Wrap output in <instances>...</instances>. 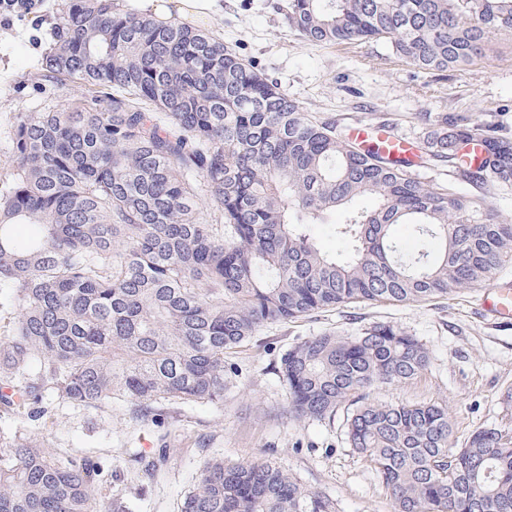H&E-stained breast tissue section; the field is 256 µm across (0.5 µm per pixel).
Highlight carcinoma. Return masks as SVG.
Returning <instances> with one entry per match:
<instances>
[{
	"instance_id": "obj_1",
	"label": "carcinoma",
	"mask_w": 512,
	"mask_h": 512,
	"mask_svg": "<svg viewBox=\"0 0 512 512\" xmlns=\"http://www.w3.org/2000/svg\"><path fill=\"white\" fill-rule=\"evenodd\" d=\"M287 18L306 41L376 40L420 70L463 71L488 33L512 32V0H288ZM54 33L45 77L83 92L12 130L0 193V306L19 310L0 337L7 407L40 419L49 390L86 408L123 401L142 420L162 401L222 404L224 355L270 324L482 288L512 261V224L486 198L463 201L412 174L413 160L353 143L200 26L62 0ZM425 147L470 182H512V140L477 121H445ZM360 197L374 206L356 208ZM338 211L349 249L336 257L312 229ZM15 224L38 232L20 245ZM400 224L416 227L415 249ZM428 363L415 337L376 323L292 346L279 373L299 417L352 407L346 441L394 512H512L508 433L458 440L441 405L369 401ZM102 473L89 457L0 439V512H100ZM181 512L336 508L269 459H212Z\"/></svg>"
}]
</instances>
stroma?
<instances>
[{"mask_svg": "<svg viewBox=\"0 0 512 512\" xmlns=\"http://www.w3.org/2000/svg\"><path fill=\"white\" fill-rule=\"evenodd\" d=\"M284 0H218L207 27L244 60L300 102L305 111L335 122L390 128L416 140L439 117L478 120L492 134L512 139V37L489 34L484 56L464 71L428 73L391 54L384 43L321 44L304 41L288 27ZM59 0H44L40 19L0 25V186L11 173L10 134L18 113L40 111L48 97L78 96L44 80L39 62L53 40ZM423 181L451 188L466 200L486 194L498 220L512 223V187L483 190L453 174L448 165L423 158ZM487 288L433 301L352 304L264 328L225 357L224 403H162L157 421L135 418L131 406L112 401L87 409L47 394V413H0V433L38 435L58 459L81 454L100 461L106 483L102 512H180L202 464L266 457L307 488L331 497L336 512H391L373 465L349 448L344 422H317L291 412L279 374L292 345L325 330L348 335L376 322L416 336L430 363L418 377L373 388L377 403L447 406L456 436L484 427L512 428V328L496 327L480 313ZM154 463L147 474L146 463Z\"/></svg>", "mask_w": 512, "mask_h": 512, "instance_id": "35a3bbf8", "label": "stroma"}]
</instances>
